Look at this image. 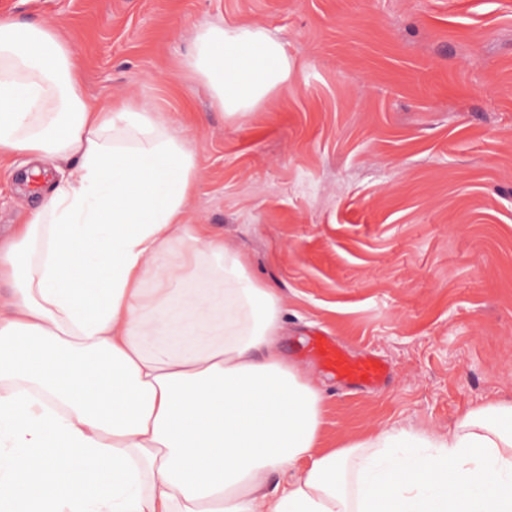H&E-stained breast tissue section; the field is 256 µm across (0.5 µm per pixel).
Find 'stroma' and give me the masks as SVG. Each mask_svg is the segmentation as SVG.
Instances as JSON below:
<instances>
[{
	"label": "stroma",
	"mask_w": 512,
	"mask_h": 512,
	"mask_svg": "<svg viewBox=\"0 0 512 512\" xmlns=\"http://www.w3.org/2000/svg\"><path fill=\"white\" fill-rule=\"evenodd\" d=\"M58 29L85 100L147 101L198 156L208 224L285 308V352L325 391L327 447L447 430L512 400V0H0ZM282 42L287 87L230 116L187 78L195 24ZM0 164V237L38 198ZM335 337L387 364L350 389L304 353Z\"/></svg>",
	"instance_id": "1"
}]
</instances>
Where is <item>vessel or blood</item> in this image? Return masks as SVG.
I'll return each instance as SVG.
<instances>
[{"label":"vessel or blood","instance_id":"vessel-or-blood-1","mask_svg":"<svg viewBox=\"0 0 512 512\" xmlns=\"http://www.w3.org/2000/svg\"><path fill=\"white\" fill-rule=\"evenodd\" d=\"M307 355L346 385L377 388L385 381L388 368L370 354L353 355L328 336H314L306 342Z\"/></svg>","mask_w":512,"mask_h":512}]
</instances>
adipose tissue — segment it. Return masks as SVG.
I'll return each mask as SVG.
<instances>
[{
	"mask_svg": "<svg viewBox=\"0 0 512 512\" xmlns=\"http://www.w3.org/2000/svg\"><path fill=\"white\" fill-rule=\"evenodd\" d=\"M182 68L236 115L291 63L262 28L200 22ZM81 80L58 31L0 19V160L47 177L0 241V512H512L511 401L324 450L277 290L184 221L187 138Z\"/></svg>",
	"mask_w": 512,
	"mask_h": 512,
	"instance_id": "adipose-tissue-1",
	"label": "adipose tissue"
}]
</instances>
